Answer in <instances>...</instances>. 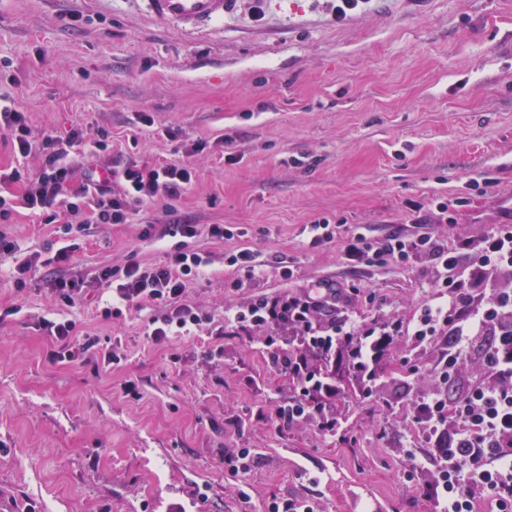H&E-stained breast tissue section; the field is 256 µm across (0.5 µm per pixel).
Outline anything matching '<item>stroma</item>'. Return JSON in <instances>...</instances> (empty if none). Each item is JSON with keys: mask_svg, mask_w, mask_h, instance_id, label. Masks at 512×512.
Here are the masks:
<instances>
[{"mask_svg": "<svg viewBox=\"0 0 512 512\" xmlns=\"http://www.w3.org/2000/svg\"><path fill=\"white\" fill-rule=\"evenodd\" d=\"M0 94L35 135L85 124L109 132L111 157L196 170L172 205L89 225L67 262L53 260L56 225L23 209L0 223L16 246L0 253V500L12 512H267L273 497L315 512H438L413 408L484 381L479 354L444 381L443 343L394 337L374 400L333 402L341 442L315 417L277 422L299 396L274 360L288 343L266 344L284 329L232 313L330 283L336 317L408 321L435 294L427 266L351 268L348 230L413 233L424 215L452 242L512 222V0H370L342 23L322 0H265L258 17L242 0L210 33L159 26L146 0H0ZM446 198L465 204L443 223L431 212ZM322 219L335 238L310 246L306 227ZM185 221L237 233L188 242L209 259L184 294L205 317L197 331L152 343L167 306L148 298L99 317L112 301L99 269L164 264L174 240L155 230ZM231 245L258 253V275L225 266ZM58 276L82 278L84 301L57 306ZM53 317L121 363L53 360L39 327ZM239 448L257 455L250 474L224 462Z\"/></svg>", "mask_w": 512, "mask_h": 512, "instance_id": "obj_1", "label": "stroma"}]
</instances>
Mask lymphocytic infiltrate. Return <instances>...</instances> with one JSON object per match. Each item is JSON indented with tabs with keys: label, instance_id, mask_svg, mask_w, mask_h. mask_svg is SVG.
I'll return each instance as SVG.
<instances>
[{
	"label": "lymphocytic infiltrate",
	"instance_id": "1",
	"mask_svg": "<svg viewBox=\"0 0 512 512\" xmlns=\"http://www.w3.org/2000/svg\"><path fill=\"white\" fill-rule=\"evenodd\" d=\"M0 133L10 137L20 157L35 151L43 156L35 174L20 166L0 169V186L24 187L22 195H0L1 222L23 208L41 223L61 224L67 236L89 224H122L135 206L178 200L194 178L193 167L182 162L141 166L130 161L114 166L99 160L77 172L68 157L86 145V129L77 125L62 138L36 137L27 112L2 94ZM78 175L83 178L79 186L73 183ZM164 233L178 240L166 264L105 266L97 275L99 282L114 287L119 301L150 298L169 305V313L152 322L149 337L156 344L191 335L201 325L202 316L182 298L209 263L187 246L199 233L197 225L170 224ZM342 257L353 268L381 262L428 264L431 284L439 290L440 302L426 303L416 322L350 328V335L370 338V350L391 343L398 334L431 343L447 337L448 346L435 366L445 380L464 366L475 342L485 339L482 358L487 382L473 384L453 404L440 396L421 403L416 421L433 438L440 479L431 486L430 495L445 512H473L479 494L490 498L497 512H512V289L498 290L487 300L479 283L480 277L512 272V228H496L480 238L448 245L430 231L410 237L399 230L375 243L356 227L345 238ZM340 294L339 288L322 285L303 297L258 301L235 311L233 318L279 324L299 315L313 321L325 308L335 306ZM42 328L55 344L51 353L55 360L76 362L95 354L105 367L121 361L114 351H97V339L78 335L71 320L46 319ZM449 419L454 422L450 431L444 427Z\"/></svg>",
	"mask_w": 512,
	"mask_h": 512
}]
</instances>
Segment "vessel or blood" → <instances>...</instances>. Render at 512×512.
<instances>
[{"label":"vessel or blood","instance_id":"obj_1","mask_svg":"<svg viewBox=\"0 0 512 512\" xmlns=\"http://www.w3.org/2000/svg\"><path fill=\"white\" fill-rule=\"evenodd\" d=\"M239 0H147L153 19L163 26L214 29L238 7Z\"/></svg>","mask_w":512,"mask_h":512}]
</instances>
